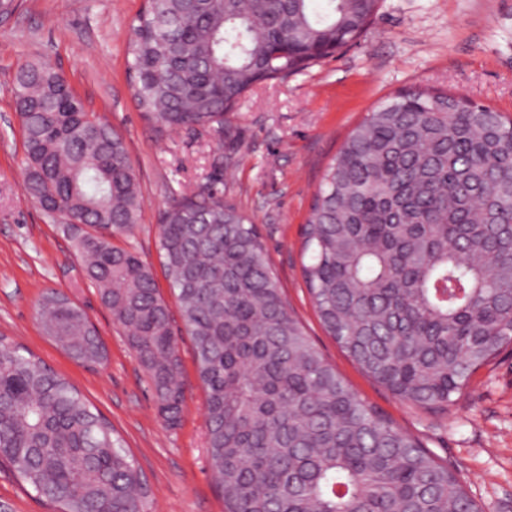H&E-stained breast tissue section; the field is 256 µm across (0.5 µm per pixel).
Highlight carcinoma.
Wrapping results in <instances>:
<instances>
[{
	"instance_id": "1",
	"label": "carcinoma",
	"mask_w": 512,
	"mask_h": 512,
	"mask_svg": "<svg viewBox=\"0 0 512 512\" xmlns=\"http://www.w3.org/2000/svg\"><path fill=\"white\" fill-rule=\"evenodd\" d=\"M380 0H147L127 44L137 109L159 133L224 116L257 85L360 39ZM26 190L83 224L86 277L179 423V336L151 268L114 245L139 223L124 138L57 72L15 77ZM162 264L206 392L207 461L224 512H482L456 474L366 404L292 314L252 224L214 190L166 206ZM303 275L328 335L399 399L445 409L512 343V119L444 92L377 104L329 164ZM46 333L87 364L105 348L63 294ZM60 512H150L141 469L78 390L0 336V462Z\"/></svg>"
}]
</instances>
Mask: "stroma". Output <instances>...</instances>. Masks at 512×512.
<instances>
[{"instance_id":"1","label":"stroma","mask_w":512,"mask_h":512,"mask_svg":"<svg viewBox=\"0 0 512 512\" xmlns=\"http://www.w3.org/2000/svg\"><path fill=\"white\" fill-rule=\"evenodd\" d=\"M145 0H20L0 17V335L74 384L106 417L152 487L153 512H224L207 463L205 393L193 344L180 337L187 385L181 421L160 416L149 376L75 253V232L26 194L13 78L30 62L61 71L88 111L125 139L142 217L115 245L152 269L175 298L159 257L157 217L209 182L257 224L283 295L337 373L436 461L453 470L484 512H512V346L470 378L446 410L400 400L368 377L327 334L303 276L304 226L325 169L379 102L412 88L445 90L512 117V0H381L367 34L305 71L258 85L223 133L158 135L131 95L126 46ZM50 290L83 309L107 358L78 362L47 337L36 305ZM0 467V512H55Z\"/></svg>"}]
</instances>
